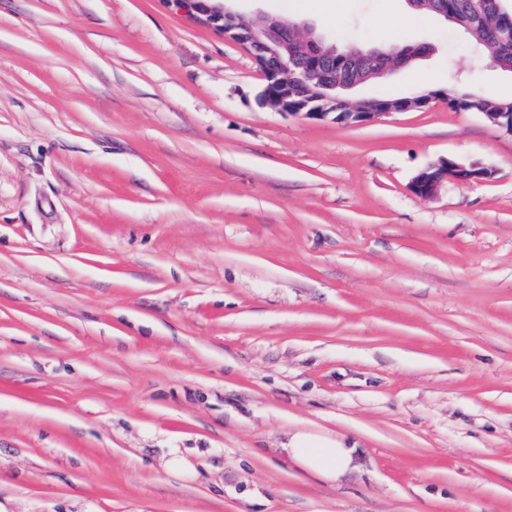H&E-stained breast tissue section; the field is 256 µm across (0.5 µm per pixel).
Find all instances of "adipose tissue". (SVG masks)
I'll use <instances>...</instances> for the list:
<instances>
[{
  "mask_svg": "<svg viewBox=\"0 0 512 512\" xmlns=\"http://www.w3.org/2000/svg\"><path fill=\"white\" fill-rule=\"evenodd\" d=\"M284 451L304 469L330 481L338 480L349 470L354 453L345 442L317 439L301 432L289 437Z\"/></svg>",
  "mask_w": 512,
  "mask_h": 512,
  "instance_id": "obj_1",
  "label": "adipose tissue"
}]
</instances>
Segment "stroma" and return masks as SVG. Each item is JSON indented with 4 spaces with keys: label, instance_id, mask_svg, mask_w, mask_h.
I'll use <instances>...</instances> for the list:
<instances>
[{
    "label": "stroma",
    "instance_id": "1",
    "mask_svg": "<svg viewBox=\"0 0 512 512\" xmlns=\"http://www.w3.org/2000/svg\"><path fill=\"white\" fill-rule=\"evenodd\" d=\"M232 6L437 97L311 121L171 0H0V512H512V134L448 104L512 72L405 0ZM443 158L494 175L415 196ZM355 448L344 441L317 439L295 432L282 450L304 469L334 482L350 469Z\"/></svg>",
    "mask_w": 512,
    "mask_h": 512
}]
</instances>
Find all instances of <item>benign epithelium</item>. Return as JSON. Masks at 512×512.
I'll list each match as a JSON object with an SVG mask.
<instances>
[{
  "label": "benign epithelium",
  "instance_id": "7a95c632",
  "mask_svg": "<svg viewBox=\"0 0 512 512\" xmlns=\"http://www.w3.org/2000/svg\"><path fill=\"white\" fill-rule=\"evenodd\" d=\"M175 5L188 13H200L205 21L224 35L244 46L258 61L262 86L257 95L258 104L289 115H301L316 121L332 120L344 124H367L393 113L408 112L427 106L433 96L417 95L392 100L352 101L344 92L357 86L336 76V72L322 70L323 59L340 69L363 61H381V73L411 66L418 57L408 56L399 48H371L360 50L352 45L338 47L323 38H298L300 24L287 22L267 14L246 16L222 4L208 0H174ZM439 15L450 24H461L474 31L490 21L504 53L492 66L512 71V7L502 0H485L481 12L468 23H462L456 6L450 4L439 10ZM486 121L512 133V112H482ZM493 177V171L477 163L464 165L446 158L421 170L411 181L410 191L421 198L432 196L445 182L467 181L482 183Z\"/></svg>",
  "mask_w": 512,
  "mask_h": 512
}]
</instances>
